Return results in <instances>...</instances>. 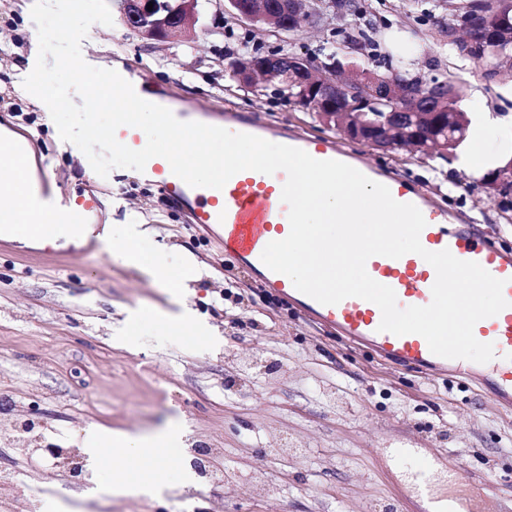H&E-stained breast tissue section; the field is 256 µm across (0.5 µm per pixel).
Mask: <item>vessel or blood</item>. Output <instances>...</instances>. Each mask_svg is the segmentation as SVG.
<instances>
[{"instance_id": "b4317fda", "label": "vessel or blood", "mask_w": 512, "mask_h": 512, "mask_svg": "<svg viewBox=\"0 0 512 512\" xmlns=\"http://www.w3.org/2000/svg\"><path fill=\"white\" fill-rule=\"evenodd\" d=\"M178 118L261 138L269 132L268 127L230 111L221 115L182 112ZM287 143L318 160L340 157L335 147L323 142L291 137ZM143 175L165 193L188 205L193 224L216 234L221 248L250 268L266 288L296 303L320 324L336 329L347 342L369 347L380 357L402 367L480 383L489 389L498 406L512 407V255L500 251L470 226L449 223L446 212L431 206L423 196L410 192L401 180L387 177L383 183L396 201L414 204L422 212L426 226L420 241L425 249L449 250L457 259L477 262L494 277L504 280L507 307L496 316L480 320L474 327L478 341L494 345V362L480 364L436 356L420 335L396 336L379 331L382 314L374 303L349 297L335 305H323L299 292L287 276L268 269L261 260L263 250L269 242L284 239L290 232L288 207L281 200L287 178L285 172L266 175L245 170L234 175L223 189L193 188L173 174L166 159L155 157L147 162ZM366 270L375 281L394 290L399 307L425 306L432 299L436 272L417 254L409 253L398 259L374 256L368 259ZM448 477L463 480L469 489L468 496L435 497L428 512H471V499L487 494V485L482 480L463 479L454 471L449 472Z\"/></svg>"}]
</instances>
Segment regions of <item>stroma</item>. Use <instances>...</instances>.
Listing matches in <instances>:
<instances>
[{
	"label": "stroma",
	"instance_id": "obj_1",
	"mask_svg": "<svg viewBox=\"0 0 512 512\" xmlns=\"http://www.w3.org/2000/svg\"><path fill=\"white\" fill-rule=\"evenodd\" d=\"M34 0H0V126L31 148L37 172H51L58 208L92 200L87 222L122 235L139 221L151 230L144 251L165 265L192 255L204 272L192 282L188 307L213 328L204 342L140 323L134 340H117L130 312L176 309L164 288L113 256L103 238L30 249L0 237V416L17 429L0 440V471L16 476L10 512H42L46 497L68 512H426L427 500L410 489L397 452L463 475L490 481L488 512H512V411L470 382L431 377L391 364L336 331L302 317L298 307L264 288L243 263L190 227L187 208L138 171L113 169L98 176L86 156L60 139L55 123L16 89L32 71L38 35ZM113 23L92 25L81 44L86 60L139 78L162 101L197 112L230 110L276 134L332 143L352 163L410 183L453 224H467L512 254V209L483 184V169H457L453 157L408 149L382 150L347 139L315 114L288 104L275 88L242 90L227 67L243 47L270 51L280 42L233 20L214 0L192 23L193 40L153 44L121 20L120 0H107ZM360 9L326 12L317 26L292 38L299 52L325 61L340 48L344 65L379 70L395 66L387 32L419 45L424 78L448 75L471 114L512 116V78L486 81L479 65L443 41L433 18L406 0H357ZM263 351L274 373L256 371L248 396L225 391L233 357ZM187 426L184 461L169 473L162 498L85 497L95 471L81 454L83 432L100 425L148 433L168 419ZM38 419L31 431L25 419ZM301 439L304 453L282 456L281 443ZM78 449L80 480L62 476L44 457L46 444ZM223 448L220 464L240 474L264 466L274 490L258 500L246 483H210L200 449Z\"/></svg>",
	"mask_w": 512,
	"mask_h": 512
}]
</instances>
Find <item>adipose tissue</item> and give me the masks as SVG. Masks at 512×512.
<instances>
[{
    "label": "adipose tissue",
    "instance_id": "adipose-tissue-1",
    "mask_svg": "<svg viewBox=\"0 0 512 512\" xmlns=\"http://www.w3.org/2000/svg\"><path fill=\"white\" fill-rule=\"evenodd\" d=\"M13 143L11 136L0 137V228L25 244L43 245L54 237L70 239L74 231L66 225L53 236L35 229L29 203L39 195L38 179L32 160L18 157L12 149ZM149 234L144 225L130 224L121 236L109 239L108 246L128 265L156 278L173 297H184L187 281L200 278L196 260L186 257L176 268L159 264L140 248L141 241ZM185 433L186 425L180 419L169 420L147 434L88 428L82 445L98 479L87 489V496L159 498L166 487V471L180 457Z\"/></svg>",
    "mask_w": 512,
    "mask_h": 512
}]
</instances>
